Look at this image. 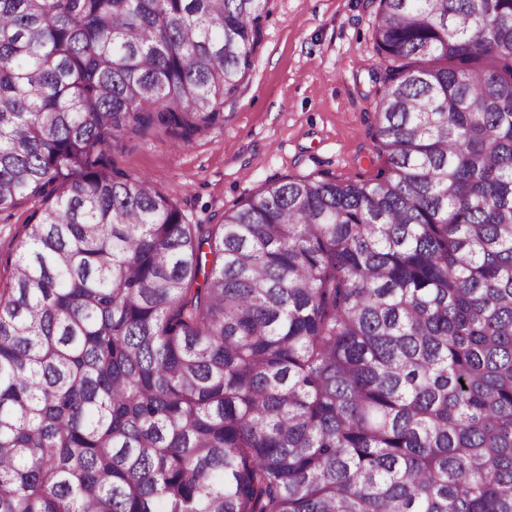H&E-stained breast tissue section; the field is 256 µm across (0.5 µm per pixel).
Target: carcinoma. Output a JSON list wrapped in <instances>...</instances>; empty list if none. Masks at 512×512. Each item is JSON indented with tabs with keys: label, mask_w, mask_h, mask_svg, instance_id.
<instances>
[{
	"label": "carcinoma",
	"mask_w": 512,
	"mask_h": 512,
	"mask_svg": "<svg viewBox=\"0 0 512 512\" xmlns=\"http://www.w3.org/2000/svg\"><path fill=\"white\" fill-rule=\"evenodd\" d=\"M270 0H0V512H512V0H379L369 180L192 224L106 147L224 123ZM40 206L35 199L24 201L17 207L0 213V284L9 281L16 259V243L24 233L31 213Z\"/></svg>",
	"instance_id": "1"
}]
</instances>
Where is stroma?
Segmentation results:
<instances>
[{
	"label": "stroma",
	"mask_w": 512,
	"mask_h": 512,
	"mask_svg": "<svg viewBox=\"0 0 512 512\" xmlns=\"http://www.w3.org/2000/svg\"><path fill=\"white\" fill-rule=\"evenodd\" d=\"M376 9V0H270L250 77L225 103L223 124L179 148L162 133L119 139L112 164L151 176L195 224L220 223L241 198L289 176L371 178ZM38 206L29 199L0 213V284Z\"/></svg>",
	"instance_id": "obj_1"
}]
</instances>
